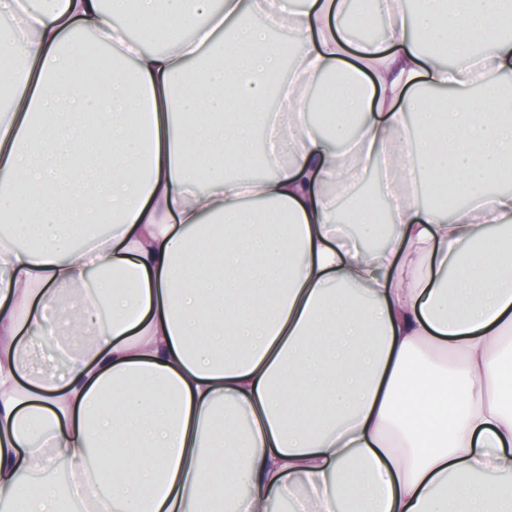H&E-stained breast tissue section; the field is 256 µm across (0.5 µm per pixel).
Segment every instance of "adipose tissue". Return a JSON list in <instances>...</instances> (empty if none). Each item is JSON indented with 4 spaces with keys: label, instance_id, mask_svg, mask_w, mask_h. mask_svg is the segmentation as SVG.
<instances>
[{
    "label": "adipose tissue",
    "instance_id": "adipose-tissue-1",
    "mask_svg": "<svg viewBox=\"0 0 512 512\" xmlns=\"http://www.w3.org/2000/svg\"><path fill=\"white\" fill-rule=\"evenodd\" d=\"M357 2L0 0V512H507L512 0Z\"/></svg>",
    "mask_w": 512,
    "mask_h": 512
}]
</instances>
